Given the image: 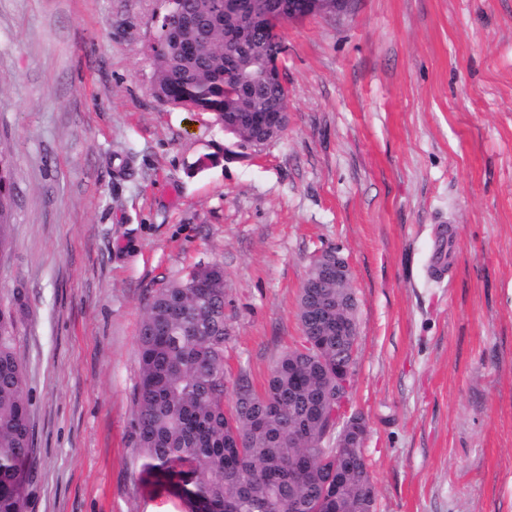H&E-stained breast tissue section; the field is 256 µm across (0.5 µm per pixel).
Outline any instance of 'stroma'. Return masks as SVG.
<instances>
[{"instance_id": "35a3bbf8", "label": "stroma", "mask_w": 512, "mask_h": 512, "mask_svg": "<svg viewBox=\"0 0 512 512\" xmlns=\"http://www.w3.org/2000/svg\"><path fill=\"white\" fill-rule=\"evenodd\" d=\"M164 11L0 0L25 512H177L136 479L151 294L222 266L226 376L260 390L329 246L358 299L377 512H512V0H352L286 22L288 128L245 157L214 113L154 96Z\"/></svg>"}]
</instances>
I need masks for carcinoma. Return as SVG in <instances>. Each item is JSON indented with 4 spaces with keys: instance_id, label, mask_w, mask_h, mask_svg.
Here are the masks:
<instances>
[{
    "instance_id": "cac0c4a2",
    "label": "carcinoma",
    "mask_w": 512,
    "mask_h": 512,
    "mask_svg": "<svg viewBox=\"0 0 512 512\" xmlns=\"http://www.w3.org/2000/svg\"><path fill=\"white\" fill-rule=\"evenodd\" d=\"M167 2L178 20H193L196 46L188 52L176 33L159 34L152 48L155 96L175 108L213 112L250 141V113L287 108L284 87L261 77L267 59L282 49L280 34L262 23L254 28L237 56L241 81L232 86L224 80V50L238 43V18L215 17L224 0ZM12 190L10 156L0 150V249L8 242ZM228 339L221 266L154 291L138 329L133 404L140 481L168 489L184 512H294L297 503L307 505L305 512H358L373 480L364 457L354 462L330 504L320 501L326 478L336 474V456L328 448V433L336 429L330 412L288 442L290 425L333 388L323 365L336 363V337H313L314 354L298 344L283 351L261 394L240 371L235 386L241 397L226 407ZM33 452L14 321L0 306V512H24ZM302 456L311 459L308 471L288 479V469Z\"/></svg>"
}]
</instances>
